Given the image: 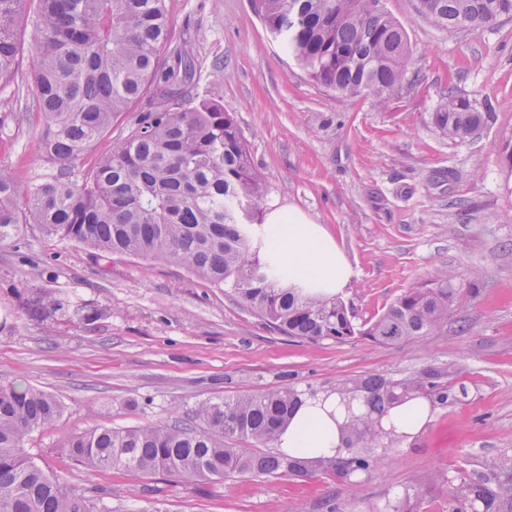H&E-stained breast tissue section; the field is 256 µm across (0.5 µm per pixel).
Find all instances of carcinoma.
Instances as JSON below:
<instances>
[{
	"instance_id": "carcinoma-1",
	"label": "carcinoma",
	"mask_w": 512,
	"mask_h": 512,
	"mask_svg": "<svg viewBox=\"0 0 512 512\" xmlns=\"http://www.w3.org/2000/svg\"><path fill=\"white\" fill-rule=\"evenodd\" d=\"M261 17L298 63L338 96L372 93L384 102L407 84L410 48L404 30L373 0H260ZM420 13L448 31L483 30L512 17V0H418ZM30 33L33 81L41 122L39 147L55 172L21 189L0 169V243L23 224L85 247L178 264L233 295L286 336L310 341L362 339L380 345L419 342L448 325L456 288L425 282L401 293L378 318L358 324L336 295L291 280L288 268L256 244L250 225L265 201L223 91L191 99L196 76L170 38L166 0H0V81L12 77ZM127 135L90 167V144L112 130L147 92ZM490 113L453 88L431 114L444 136L464 142ZM65 309L48 293L27 301L28 315ZM422 372L404 379L369 376L343 381L336 395L348 408L332 458L249 454L232 448L275 440L303 393L271 389L201 403L191 416L134 429L98 425L59 443L88 471L190 481L226 477L344 478L371 472L379 448L399 442L389 411L430 395L445 404L451 389ZM358 410H352L353 404ZM64 407L31 387L0 390V512H109L91 489L60 481L28 456L25 442ZM512 486L459 482L448 512H499Z\"/></svg>"
}]
</instances>
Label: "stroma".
<instances>
[{"label": "stroma", "instance_id": "obj_1", "mask_svg": "<svg viewBox=\"0 0 512 512\" xmlns=\"http://www.w3.org/2000/svg\"><path fill=\"white\" fill-rule=\"evenodd\" d=\"M174 42L197 71L196 92L223 89L251 161L268 190L267 212L290 208L322 225L350 267L341 296L357 321L380 316L406 289L463 275L448 325L424 341L375 345L303 341L273 330L228 289L186 269L123 254H94L37 225L0 244V389L29 385L64 411L26 443L31 458L67 483L108 493L112 512H448L460 478L480 480L502 462L512 479V18L479 32H448L417 0H383L405 31L412 87L379 103L339 97L314 82L254 0H167ZM491 120L456 142L430 118L448 88ZM31 56L0 82V168L20 187L51 172L39 149ZM35 291L66 299L70 315L31 319ZM107 309L85 324L80 307ZM458 391L434 404L424 429L388 449L357 485L318 474L230 477L197 483L166 474L90 472L59 443L100 423L140 427L248 391L335 390L345 379H401L426 369Z\"/></svg>", "mask_w": 512, "mask_h": 512}]
</instances>
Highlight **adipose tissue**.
I'll return each mask as SVG.
<instances>
[{
    "mask_svg": "<svg viewBox=\"0 0 512 512\" xmlns=\"http://www.w3.org/2000/svg\"><path fill=\"white\" fill-rule=\"evenodd\" d=\"M270 247L296 279L329 292L347 286L349 266L336 244L318 227L295 215H275ZM347 411L335 394L305 399L278 434L275 445L286 455L332 456L337 451V421Z\"/></svg>",
    "mask_w": 512,
    "mask_h": 512,
    "instance_id": "1",
    "label": "adipose tissue"
}]
</instances>
